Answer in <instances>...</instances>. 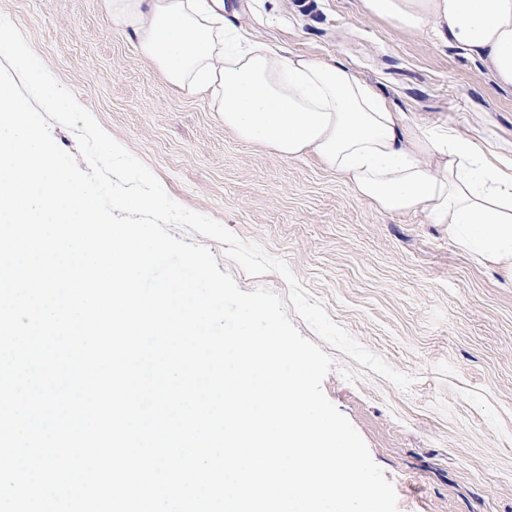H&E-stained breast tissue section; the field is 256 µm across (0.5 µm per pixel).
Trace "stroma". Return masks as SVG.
Segmentation results:
<instances>
[{"instance_id":"stroma-1","label":"stroma","mask_w":512,"mask_h":512,"mask_svg":"<svg viewBox=\"0 0 512 512\" xmlns=\"http://www.w3.org/2000/svg\"><path fill=\"white\" fill-rule=\"evenodd\" d=\"M252 41L340 60L403 124L447 127L512 159V87L491 62L366 13L362 0H225ZM48 72L185 208L284 259L331 319L395 370L403 391L341 351L323 383L391 481L398 512H512V278L423 212L363 202L314 155L284 158L226 128L206 94L171 84L104 0H0ZM242 291L251 277L200 234Z\"/></svg>"}]
</instances>
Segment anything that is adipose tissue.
Returning <instances> with one entry per match:
<instances>
[{
	"instance_id": "1",
	"label": "adipose tissue",
	"mask_w": 512,
	"mask_h": 512,
	"mask_svg": "<svg viewBox=\"0 0 512 512\" xmlns=\"http://www.w3.org/2000/svg\"><path fill=\"white\" fill-rule=\"evenodd\" d=\"M142 54L187 92H210L217 112L248 142L293 158L311 152L369 205L424 212L455 242L512 274V165L447 130L402 125L392 106L340 62L297 58L246 41L224 0H107ZM368 14L488 58L512 85V0H362ZM431 155L434 166L422 155Z\"/></svg>"
}]
</instances>
